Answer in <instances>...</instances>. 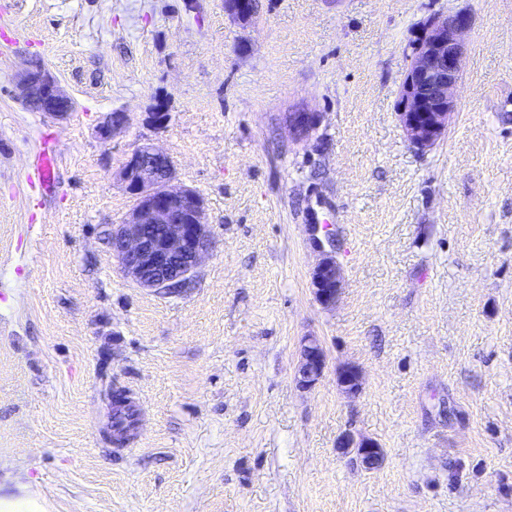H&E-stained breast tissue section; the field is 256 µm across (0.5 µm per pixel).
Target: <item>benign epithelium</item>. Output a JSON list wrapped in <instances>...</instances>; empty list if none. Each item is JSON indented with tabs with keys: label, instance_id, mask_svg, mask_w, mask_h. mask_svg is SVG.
Here are the masks:
<instances>
[{
	"label": "benign epithelium",
	"instance_id": "1",
	"mask_svg": "<svg viewBox=\"0 0 512 512\" xmlns=\"http://www.w3.org/2000/svg\"><path fill=\"white\" fill-rule=\"evenodd\" d=\"M226 11L242 23L253 16L249 0H225ZM473 19L460 10L452 15L427 18L412 48L398 102V115L410 145L420 152L435 147L448 130V119L457 109V88L465 62V36ZM24 105L56 120L67 119L73 102L57 79L41 63L33 62L19 75ZM320 122L316 112L288 113V128L297 141L309 136ZM125 124V115L111 112L98 127L99 138L108 141ZM174 166L169 156L148 143L136 150L123 171L126 190L135 204L124 222L112 228L111 245L124 275L143 288L170 291L173 283L187 286L201 259L212 250L206 209L201 195L190 188L171 186ZM308 231L322 258L313 268L312 292L316 301L329 307L341 289L340 267L333 252L335 240L323 233V225L310 224ZM326 356L314 338L302 346L296 380L303 389L313 388L323 376ZM345 391L356 394L360 374L346 367L339 373ZM343 454L353 453L366 469L379 465L383 450L369 439L359 441L345 434L338 442Z\"/></svg>",
	"mask_w": 512,
	"mask_h": 512
}]
</instances>
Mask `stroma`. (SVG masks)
Returning <instances> with one entry per match:
<instances>
[{
	"label": "stroma",
	"instance_id": "1",
	"mask_svg": "<svg viewBox=\"0 0 512 512\" xmlns=\"http://www.w3.org/2000/svg\"><path fill=\"white\" fill-rule=\"evenodd\" d=\"M257 2L243 24L224 0H0L19 31L0 46V456L45 512H512V0ZM460 10L457 110L421 153L403 74L426 18ZM33 59L67 121L21 104ZM295 111L321 116L299 143ZM110 112L126 124L105 142ZM46 135L49 194L26 181ZM148 141L213 238L175 293L126 277L105 239ZM311 224L339 243L330 308ZM309 336L326 368L305 391ZM347 432L377 468L338 453ZM337 448L342 454L355 453L357 460L365 469L378 466L383 459V450L376 442L364 438L357 441L351 434L343 435Z\"/></svg>",
	"mask_w": 512,
	"mask_h": 512
}]
</instances>
